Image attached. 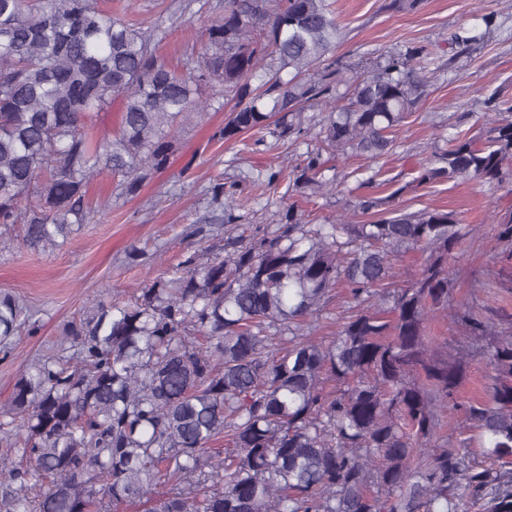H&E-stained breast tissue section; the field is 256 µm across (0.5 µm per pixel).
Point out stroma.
<instances>
[{"mask_svg":"<svg viewBox=\"0 0 512 512\" xmlns=\"http://www.w3.org/2000/svg\"><path fill=\"white\" fill-rule=\"evenodd\" d=\"M332 2L339 38L315 73L330 75L337 94L392 54L413 46L425 51L420 65L428 95L403 120L393 151L377 159L352 150L329 156L333 187L304 186L293 169L320 145L324 101L308 109L311 126L297 142L280 139L273 127L224 141L216 133L235 99L219 87L207 90L202 118L177 133L168 167L152 174L138 195L111 197V179H98L88 192L97 221L83 225L62 249L37 251L16 242L0 251V295L28 307L35 324L14 337L8 357L0 356V410L22 372L57 351L63 328L79 318L88 299L102 293L127 298L202 247L213 246L220 255L238 239L273 228L291 206L311 224L369 223L373 214L354 206L371 178L383 210L455 211L463 227L448 261L457 276L455 304L478 315L491 308L512 322V264L501 263L508 244L498 237L501 219L512 214V181L420 179L450 134L479 136L488 117L512 106V0H420L412 10L386 9L387 0ZM106 6L157 29L159 55L178 66L190 62V44L216 17L204 0H107ZM218 179L224 194L217 198L211 186ZM199 227L207 236L196 235ZM428 329L441 355L452 358L467 349L458 397L475 394L492 372L479 342L464 323L450 319H436Z\"/></svg>","mask_w":512,"mask_h":512,"instance_id":"1","label":"stroma"}]
</instances>
